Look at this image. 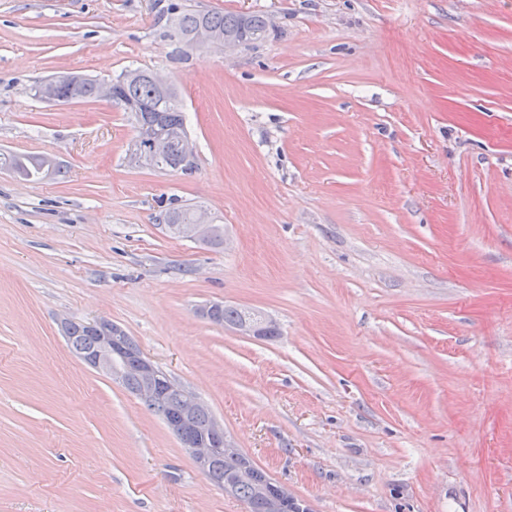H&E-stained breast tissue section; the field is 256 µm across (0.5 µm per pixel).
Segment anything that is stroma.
<instances>
[{
    "instance_id": "obj_1",
    "label": "stroma",
    "mask_w": 512,
    "mask_h": 512,
    "mask_svg": "<svg viewBox=\"0 0 512 512\" xmlns=\"http://www.w3.org/2000/svg\"><path fill=\"white\" fill-rule=\"evenodd\" d=\"M174 3L272 26L186 53ZM131 68L176 86L192 172L129 166L123 106L31 91ZM0 153L62 169H0V512H246L70 351L99 318L309 512H512V0H0ZM46 156L30 157L21 154H0V168L11 170L21 178L39 177L43 174ZM194 207L188 205H178L170 207L165 213V224L168 232L174 234L173 226L182 224L180 227V236L194 240H201L213 231V224H207L209 219L205 211H200L196 224V211ZM272 325L273 321L266 317L264 313L245 310L243 321L236 328L241 332V335L259 336L262 328Z\"/></svg>"
}]
</instances>
